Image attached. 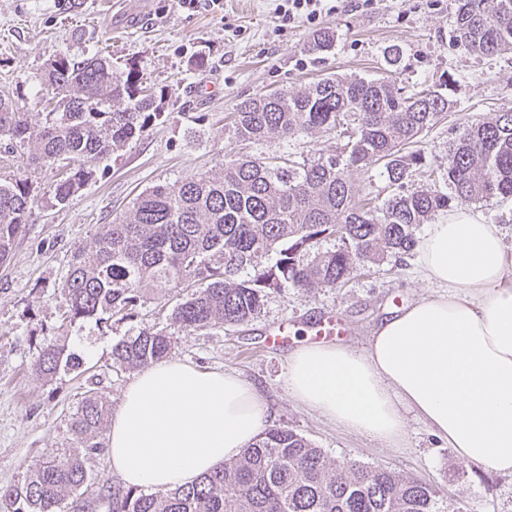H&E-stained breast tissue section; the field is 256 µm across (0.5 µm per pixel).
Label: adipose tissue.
<instances>
[{
	"label": "adipose tissue",
	"mask_w": 512,
	"mask_h": 512,
	"mask_svg": "<svg viewBox=\"0 0 512 512\" xmlns=\"http://www.w3.org/2000/svg\"><path fill=\"white\" fill-rule=\"evenodd\" d=\"M418 253L433 294L385 319L363 351L299 344L290 394L392 448L405 446L413 413L461 461L512 475V248L499 225L460 206L430 225ZM265 421L240 375L165 359L125 388L109 459L124 485L183 487L240 457Z\"/></svg>",
	"instance_id": "adipose-tissue-1"
}]
</instances>
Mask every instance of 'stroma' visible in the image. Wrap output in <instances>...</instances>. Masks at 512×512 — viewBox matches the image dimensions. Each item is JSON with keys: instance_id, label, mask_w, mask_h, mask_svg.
Returning <instances> with one entry per match:
<instances>
[{"instance_id": "35a3bbf8", "label": "stroma", "mask_w": 512, "mask_h": 512, "mask_svg": "<svg viewBox=\"0 0 512 512\" xmlns=\"http://www.w3.org/2000/svg\"><path fill=\"white\" fill-rule=\"evenodd\" d=\"M275 0H221L219 7L184 9L174 0H0V90L23 84L35 95L49 59L102 50L118 66L133 64L144 80L165 91L163 123L102 160L95 177L67 203L57 204V170L27 168L22 158H0V180L28 177L36 203L24 231L0 263V486L17 483L57 449L74 446L69 419L88 389L117 410L132 370L112 361L119 341L153 328L172 338L171 357L241 374L261 389L269 425L286 426L322 448L329 459L381 464L438 487L465 512H512V475L460 461L413 414H406V446L398 450L346 430L297 404L288 389V354L315 336L333 313L343 323L339 340L366 347L378 325L412 301L431 295L416 254L360 272L343 288L270 292L247 324L185 332L166 319V294L141 301L133 321L103 325L80 321L62 327L60 286L75 250L91 247L143 190L158 183L219 169L230 154L320 157L346 139L318 132L284 141L241 146L228 131L244 99L297 91L333 74L375 77L395 70L401 87L450 83L454 107L420 143L428 166L443 168L448 145L478 117L512 108V51L478 58L452 38L453 0H346L344 9L317 24L282 26ZM333 27L336 48L320 60L305 49L318 27ZM205 52L209 64L192 60ZM287 323L286 343L269 346L271 326ZM59 336L82 358L86 373L36 376L31 364L43 337Z\"/></svg>"}]
</instances>
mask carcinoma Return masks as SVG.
<instances>
[{"mask_svg": "<svg viewBox=\"0 0 512 512\" xmlns=\"http://www.w3.org/2000/svg\"><path fill=\"white\" fill-rule=\"evenodd\" d=\"M453 37L475 56L512 50V0H454ZM336 30L314 32L307 50L319 59L335 49ZM44 121L33 129L24 98L0 94V149L23 155L33 168L72 165L56 181L58 202L93 175L92 166L123 150L164 117L157 92L133 65L112 58L59 53L39 76ZM439 87L411 93L391 73L366 79L327 76L297 93L246 99L229 132L240 142L290 140L348 126V141L316 160L231 156L216 172L156 184L97 232L94 245L74 252L62 293L65 320L135 316L143 290L176 297L168 319L186 331L238 326L260 311L271 289L343 287L368 264L414 251L420 225L459 204L512 199V110L467 126L448 146L441 178L407 146L449 112ZM382 165L393 193L379 206L360 196L352 174ZM419 181L410 189L408 183ZM35 196L21 176L0 182V262L32 213ZM333 240L332 248L323 243ZM171 338L143 329L112 348L125 369L166 358ZM50 336L41 340L33 371L51 379L79 368ZM107 409L86 394L70 417L77 448L58 451L17 484L0 487L9 512H65L86 504L92 483L84 464L99 455ZM109 512H461L439 490L380 465L330 460L291 428L262 432L242 455L195 484L164 495L121 484L101 486Z\"/></svg>", "mask_w": 512, "mask_h": 512, "instance_id": "cac0c4a2", "label": "carcinoma"}]
</instances>
